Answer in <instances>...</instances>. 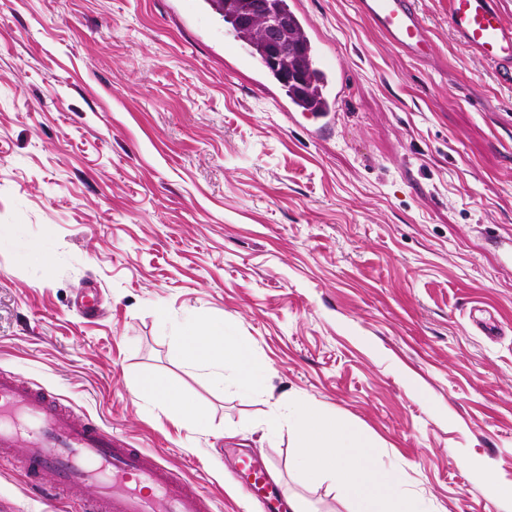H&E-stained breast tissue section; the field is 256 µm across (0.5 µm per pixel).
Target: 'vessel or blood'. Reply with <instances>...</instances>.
<instances>
[{
    "mask_svg": "<svg viewBox=\"0 0 512 512\" xmlns=\"http://www.w3.org/2000/svg\"><path fill=\"white\" fill-rule=\"evenodd\" d=\"M356 6L390 46L413 57L428 55V30L414 0H356ZM448 24L500 80L512 83V24L497 0H448ZM0 458L51 488L96 484L99 493L83 512H212L208 495L169 471L157 455L76 417L48 391L4 375ZM239 477L266 512H283L282 494L258 458L244 459Z\"/></svg>",
    "mask_w": 512,
    "mask_h": 512,
    "instance_id": "b4317fda",
    "label": "vessel or blood"
}]
</instances>
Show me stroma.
<instances>
[{"mask_svg":"<svg viewBox=\"0 0 512 512\" xmlns=\"http://www.w3.org/2000/svg\"><path fill=\"white\" fill-rule=\"evenodd\" d=\"M330 57L327 130L280 111L204 0H0V374L159 453L214 512H261V457L309 512L270 407L302 398L370 435L433 512H504L512 487V85L416 0L431 51L355 0H297ZM98 295L96 313L79 304ZM199 314L270 369L261 395L188 372ZM161 377L205 431L137 395ZM0 461V512H77ZM245 492L259 501L265 512H281L285 508L280 490L272 483L264 464L255 457H246L239 469Z\"/></svg>","mask_w":512,"mask_h":512,"instance_id":"stroma-1","label":"stroma"}]
</instances>
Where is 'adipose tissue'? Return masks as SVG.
<instances>
[{"mask_svg": "<svg viewBox=\"0 0 512 512\" xmlns=\"http://www.w3.org/2000/svg\"><path fill=\"white\" fill-rule=\"evenodd\" d=\"M175 329L187 368L229 372L239 393L246 396L263 391L268 368L245 340L226 335L222 326L191 318ZM138 394L178 414L188 426L205 429L200 408L161 379L142 378ZM264 426L271 434L287 432L295 448L296 472L304 483L327 484L351 512H430L424 499L405 489L395 469L374 465L371 439L341 423L335 413L291 398L271 408Z\"/></svg>", "mask_w": 512, "mask_h": 512, "instance_id": "obj_1", "label": "adipose tissue"}]
</instances>
